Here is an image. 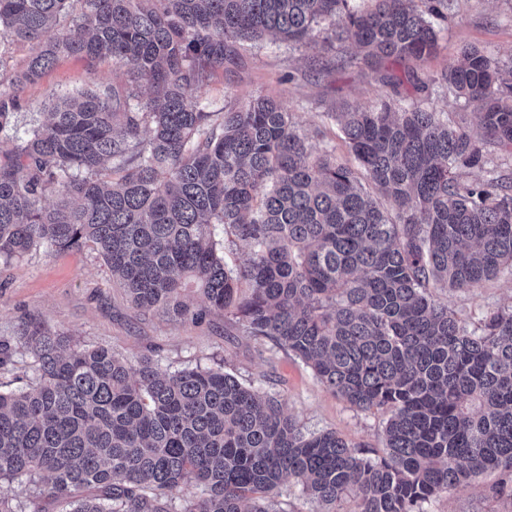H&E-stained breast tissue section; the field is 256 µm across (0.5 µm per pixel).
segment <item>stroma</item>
I'll use <instances>...</instances> for the list:
<instances>
[{
	"label": "stroma",
	"mask_w": 512,
	"mask_h": 512,
	"mask_svg": "<svg viewBox=\"0 0 512 512\" xmlns=\"http://www.w3.org/2000/svg\"><path fill=\"white\" fill-rule=\"evenodd\" d=\"M434 26L435 52L413 64L430 86L422 93L404 86L400 103L472 118L478 103L456 99L432 78L467 46L487 49L502 60L512 58V0H448ZM130 80V66L60 56L39 81L21 89L17 128L23 133L36 127L67 92L97 84L126 87ZM391 94L379 71L364 63L350 44L307 48L265 40L245 44L237 60L215 70L201 98L212 111L227 104L241 107L260 96L274 99L292 113L314 152L330 150L343 157L346 147L326 113L339 106L371 105ZM439 297L472 330L488 311L512 305V276L477 288L443 291ZM35 321L79 344L109 346L132 363L151 352L164 370L223 368L244 384L281 396L304 432L334 431L368 457L384 446L383 413L351 407L300 359L272 342L249 336L220 315L192 324L160 312L135 310L93 248L67 252L41 248L0 264V338L17 339ZM498 479V473H485L424 503L423 510L512 512L511 496L491 492Z\"/></svg>",
	"instance_id": "stroma-1"
}]
</instances>
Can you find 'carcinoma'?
Here are the masks:
<instances>
[{"label": "carcinoma", "instance_id": "1", "mask_svg": "<svg viewBox=\"0 0 512 512\" xmlns=\"http://www.w3.org/2000/svg\"><path fill=\"white\" fill-rule=\"evenodd\" d=\"M351 2L0 0V36L39 45L0 89L4 140L19 90L61 55L130 65L149 89L136 105L111 84L63 96L0 164V261L91 245L135 309L220 313L387 414L372 459L221 368L132 364L35 325L0 340V369L31 371L0 392V480L36 487L32 512H285L289 478L330 512L351 492L358 512H423L489 470L512 496V308L470 331L434 294L512 275V180L460 179L487 164L483 144L512 149V59L470 47L432 79L480 103L473 126L391 100L325 113L355 166L313 154L271 98L199 101L243 41L350 42L372 66L436 49L445 0ZM382 81L428 88L413 72ZM214 224L251 247L245 265H226ZM180 487L196 491L178 506ZM18 363L9 365L7 369L0 370V387L4 392L15 391L24 388L28 383L31 372L26 363L16 359Z\"/></svg>", "mask_w": 512, "mask_h": 512}]
</instances>
